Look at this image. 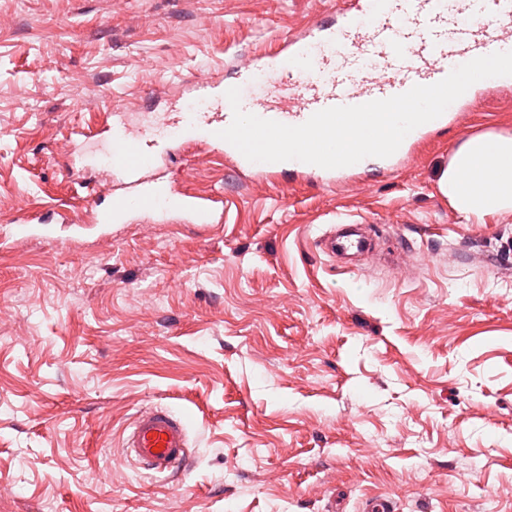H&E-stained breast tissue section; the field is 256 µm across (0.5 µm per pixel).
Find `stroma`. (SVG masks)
Returning a JSON list of instances; mask_svg holds the SVG:
<instances>
[{
  "label": "stroma",
  "mask_w": 512,
  "mask_h": 512,
  "mask_svg": "<svg viewBox=\"0 0 512 512\" xmlns=\"http://www.w3.org/2000/svg\"><path fill=\"white\" fill-rule=\"evenodd\" d=\"M335 2L0 0V512H512V214L438 188L512 89L331 186L174 143L203 226L95 223L72 176L101 153L74 131L193 102ZM341 223L376 243L348 267L319 246ZM153 404L187 421L176 480L121 449Z\"/></svg>",
  "instance_id": "obj_1"
}]
</instances>
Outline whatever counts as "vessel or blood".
<instances>
[{
  "instance_id": "vessel-or-blood-1",
  "label": "vessel or blood",
  "mask_w": 512,
  "mask_h": 512,
  "mask_svg": "<svg viewBox=\"0 0 512 512\" xmlns=\"http://www.w3.org/2000/svg\"><path fill=\"white\" fill-rule=\"evenodd\" d=\"M504 51H512V0H347L332 21L313 22L305 35L288 38L284 51L255 58L240 69L237 86L244 111L300 125L322 109L431 85L475 57ZM269 80L284 88V95L263 92ZM220 85V78H199L196 108L160 114L158 124L109 125L104 164L111 183L102 189L109 203L96 214V223L119 224L134 212H175L185 224L210 222V197L175 190L156 174L175 140L213 144L223 149L235 169L259 178L290 171L317 176L327 184L349 179L347 166L325 169L297 160H247L218 136L233 119L226 96L214 93ZM484 87V82L474 83L439 118L411 131L398 150L384 158V166L399 167L419 141L473 106ZM121 446L127 458L157 475L185 470L190 459L185 422L163 407L140 410L123 431Z\"/></svg>"
}]
</instances>
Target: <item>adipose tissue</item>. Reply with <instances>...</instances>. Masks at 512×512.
<instances>
[{"mask_svg":"<svg viewBox=\"0 0 512 512\" xmlns=\"http://www.w3.org/2000/svg\"><path fill=\"white\" fill-rule=\"evenodd\" d=\"M438 185L465 217L512 212V133L488 131L465 139L441 171Z\"/></svg>","mask_w":512,"mask_h":512,"instance_id":"obj_1","label":"adipose tissue"}]
</instances>
